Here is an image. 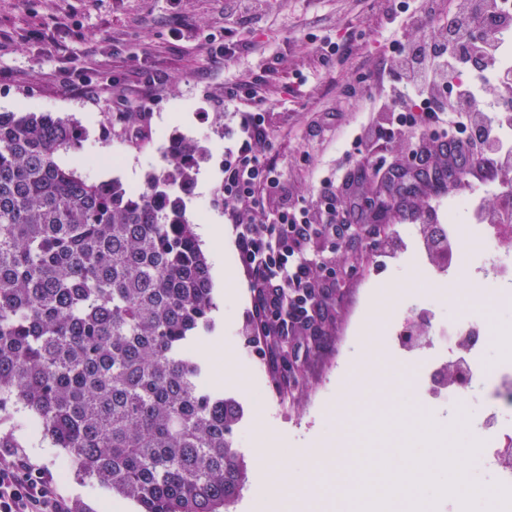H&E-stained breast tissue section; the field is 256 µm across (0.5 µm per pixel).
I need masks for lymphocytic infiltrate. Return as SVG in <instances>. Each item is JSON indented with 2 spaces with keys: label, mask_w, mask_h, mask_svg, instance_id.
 Here are the masks:
<instances>
[{
  "label": "lymphocytic infiltrate",
  "mask_w": 512,
  "mask_h": 512,
  "mask_svg": "<svg viewBox=\"0 0 512 512\" xmlns=\"http://www.w3.org/2000/svg\"><path fill=\"white\" fill-rule=\"evenodd\" d=\"M512 33V11L502 0H457L448 22L429 40L395 29L390 42L392 78L385 103L352 144L357 153L374 144L409 142L422 160L429 140L451 138L470 158L472 177L512 172V66L502 59ZM264 77L227 87L225 102L245 98L234 145L225 147L224 207L235 226L239 261L256 290L252 320L259 334L294 336L310 329L316 307L312 278L318 265L313 240L339 246L359 233L346 221L347 183L310 203L268 205L281 179L265 149L270 125ZM0 512H70L52 479L20 448H0Z\"/></svg>",
  "instance_id": "obj_1"
}]
</instances>
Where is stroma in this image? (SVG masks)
Returning <instances> with one entry per match:
<instances>
[{
	"mask_svg": "<svg viewBox=\"0 0 512 512\" xmlns=\"http://www.w3.org/2000/svg\"><path fill=\"white\" fill-rule=\"evenodd\" d=\"M234 13V0H0V112L38 110L77 120L87 132L80 152L63 155L91 179H120L141 189L151 170L163 164L169 139L183 135L206 150L195 179L205 190L186 195L193 224L224 225V242L205 246L220 257L228 275L214 284L212 330L197 346L211 366L212 381L241 408L234 444L247 464V480L229 512H268L267 467L256 441L266 429L270 452L284 461L288 512H340L345 488L356 467L350 451L338 460L312 457L311 449L333 448L340 435L364 433L372 420L391 415L447 390L445 361L435 360L427 383L392 393L391 403L376 406L370 397L388 383L372 375L378 363L418 361L423 346L406 343L414 326L456 314L454 291L490 300L497 287L478 282L477 270L465 278L440 275L419 266L413 247L425 223L444 224L448 207L465 191L430 194L416 180L404 145L378 147L377 155L396 172L391 195L394 211L357 215L378 228L376 236L348 249L326 248L316 273L323 305L316 316L318 348L283 343L285 360L270 366L265 343L244 335L254 292L239 264L235 236L214 192L224 180V143L235 126L224 108L225 86L253 75L266 80L267 109L273 137L266 152L294 199L310 200L349 176L359 202L373 198L377 181L362 177L350 152L361 122L370 117L393 62L384 43L390 31L380 0H262L258 11L240 19V46L232 60L217 54L212 35ZM351 36L348 53L321 66L314 53L320 39ZM160 80L144 131L112 117L111 82L137 111L146 77ZM101 87L98 104L85 103V81ZM357 88L359 96L347 92ZM290 387L279 389L280 376ZM31 462L50 472L70 505L107 512L106 503L138 512L95 482H80L68 471L61 449L27 444Z\"/></svg>",
	"mask_w": 512,
	"mask_h": 512,
	"instance_id": "1",
	"label": "stroma"
}]
</instances>
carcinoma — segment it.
Listing matches in <instances>:
<instances>
[{"mask_svg": "<svg viewBox=\"0 0 512 512\" xmlns=\"http://www.w3.org/2000/svg\"><path fill=\"white\" fill-rule=\"evenodd\" d=\"M85 137L0 112V448L23 447L25 417L139 512H226L247 477L240 408L195 351L215 303L184 200L206 150L172 139L133 190L60 162Z\"/></svg>", "mask_w": 512, "mask_h": 512, "instance_id": "carcinoma-1", "label": "carcinoma"}]
</instances>
